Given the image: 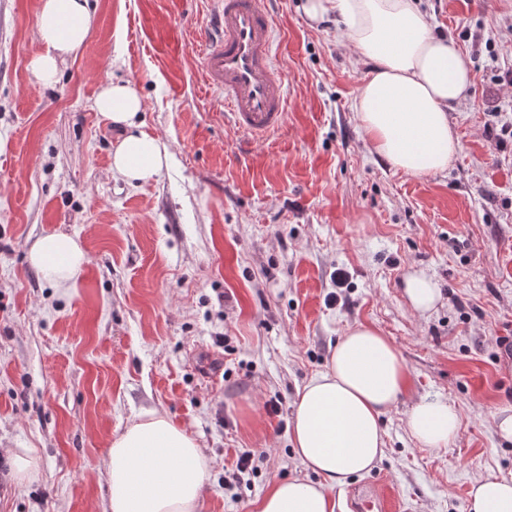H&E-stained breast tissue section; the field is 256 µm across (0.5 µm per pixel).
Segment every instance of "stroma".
Wrapping results in <instances>:
<instances>
[{"label": "stroma", "mask_w": 512, "mask_h": 512, "mask_svg": "<svg viewBox=\"0 0 512 512\" xmlns=\"http://www.w3.org/2000/svg\"><path fill=\"white\" fill-rule=\"evenodd\" d=\"M301 4L271 5L289 108L252 143L199 74L213 0H90L97 24L49 86L29 69L41 0H0V512H103L109 443L153 410L209 461L198 512H254L272 481L305 476L288 442L297 390L360 324L393 343L408 381L382 460L334 490L336 512L374 478L402 512H468L475 482L512 478L492 422L512 404V0H420L472 68L448 114L453 165L423 177L370 151L353 107L368 66ZM117 80L139 87L143 129L171 154L141 185L113 175L121 132L91 108ZM52 233L87 255L67 287L27 257ZM415 268L441 290L426 318L403 295ZM435 399L461 419L439 450L404 424ZM10 448L38 449L39 472H4ZM247 449L260 469L226 495Z\"/></svg>", "instance_id": "stroma-1"}]
</instances>
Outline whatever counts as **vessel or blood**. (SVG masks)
<instances>
[{"mask_svg":"<svg viewBox=\"0 0 512 512\" xmlns=\"http://www.w3.org/2000/svg\"><path fill=\"white\" fill-rule=\"evenodd\" d=\"M200 67L205 84L223 92L234 128L251 140L281 129L287 96L275 76V29L266 0H215L203 38ZM358 512H396L398 505L380 480L369 485Z\"/></svg>","mask_w":512,"mask_h":512,"instance_id":"b4317fda","label":"vessel or blood"}]
</instances>
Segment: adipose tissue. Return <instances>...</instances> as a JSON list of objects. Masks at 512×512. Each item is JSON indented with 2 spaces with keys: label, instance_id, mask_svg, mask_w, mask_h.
Listing matches in <instances>:
<instances>
[{
  "label": "adipose tissue",
  "instance_id": "adipose-tissue-1",
  "mask_svg": "<svg viewBox=\"0 0 512 512\" xmlns=\"http://www.w3.org/2000/svg\"><path fill=\"white\" fill-rule=\"evenodd\" d=\"M303 11L316 25L336 17L343 40L371 65L354 110L372 152L411 176L448 170L459 147L448 113L466 98L472 72L468 58L435 32L417 0H304ZM95 24L89 0H42L37 37L45 50L30 64L37 83L55 81L60 59L77 55ZM92 108L122 132L112 170L127 183L149 182L168 166L167 148L140 127L144 101L134 83L104 86ZM28 256L57 285L71 282L85 262L79 240L61 233L37 239ZM403 292L422 318L440 300L422 269L405 275ZM406 383V364L387 337L370 326L349 329L325 370L298 391L288 423V442L316 481H273L255 512H335L333 490L382 457L380 420ZM405 425L421 447L440 449L456 437L460 417L447 401H421L407 411ZM106 466L104 512H198L208 462L196 438L167 414L147 412L115 435ZM468 512H512V479L477 481Z\"/></svg>",
  "mask_w": 512,
  "mask_h": 512
}]
</instances>
